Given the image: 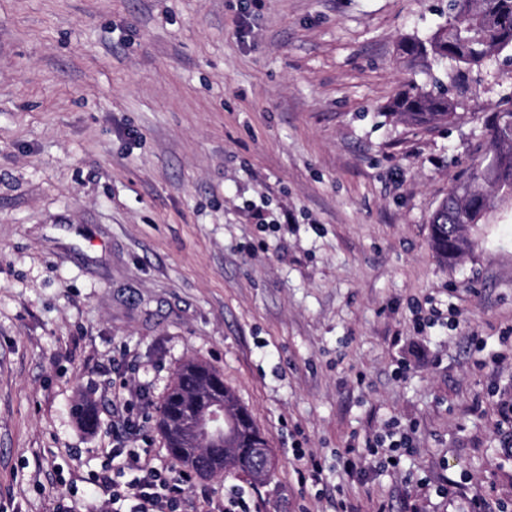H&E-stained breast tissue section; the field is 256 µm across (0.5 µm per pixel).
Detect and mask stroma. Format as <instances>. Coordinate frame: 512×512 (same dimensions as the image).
I'll return each mask as SVG.
<instances>
[{
  "instance_id": "obj_1",
  "label": "stroma",
  "mask_w": 512,
  "mask_h": 512,
  "mask_svg": "<svg viewBox=\"0 0 512 512\" xmlns=\"http://www.w3.org/2000/svg\"><path fill=\"white\" fill-rule=\"evenodd\" d=\"M444 0H0V512H95L112 445L177 468L154 419L189 360L272 449L182 512H512V196L442 265L430 220L489 154L512 68L412 63ZM437 76L458 117L390 113ZM92 400L99 425L72 405ZM411 432L387 468L367 445ZM359 458L347 475L340 457ZM323 482L305 481L307 457ZM204 503L208 508L206 512H250L244 495L237 489H232L225 494L224 503H214L210 499H205Z\"/></svg>"
}]
</instances>
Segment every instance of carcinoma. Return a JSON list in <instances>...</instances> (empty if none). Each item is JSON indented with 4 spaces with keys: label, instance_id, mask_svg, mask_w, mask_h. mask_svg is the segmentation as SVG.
Here are the masks:
<instances>
[{
    "label": "carcinoma",
    "instance_id": "cac0c4a2",
    "mask_svg": "<svg viewBox=\"0 0 512 512\" xmlns=\"http://www.w3.org/2000/svg\"><path fill=\"white\" fill-rule=\"evenodd\" d=\"M442 14L445 23L428 37H408L403 41L405 55L423 64L450 58L468 68H482L503 55L512 61V0H448ZM391 109L426 129L456 119L448 87L439 81L429 88L410 82L394 99ZM489 126L490 162L461 181L470 189V195L465 199L447 197L432 217V249L445 265L456 262L466 251L464 230L451 234L448 225L479 223L490 203L487 188L498 192L512 189V96L494 112ZM216 400L227 405L223 431L215 440V445L222 448L220 454L206 446H195L189 432V421L204 419L211 402ZM72 414L86 429L97 426L95 408L87 400L76 404ZM155 422L174 459L200 479L221 475L227 469L251 477L254 449L268 447L247 409L238 404L221 376L203 363L189 362L176 371L156 409Z\"/></svg>",
    "mask_w": 512,
    "mask_h": 512
}]
</instances>
